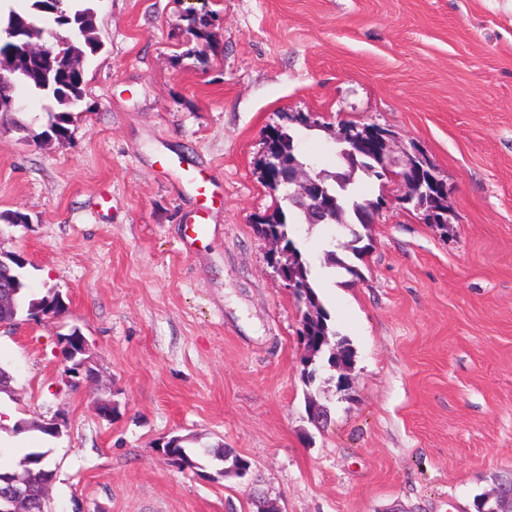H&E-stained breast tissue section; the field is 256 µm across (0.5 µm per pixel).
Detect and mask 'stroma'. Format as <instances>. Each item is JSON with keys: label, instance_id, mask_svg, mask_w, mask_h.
<instances>
[{"label": "stroma", "instance_id": "35a3bbf8", "mask_svg": "<svg viewBox=\"0 0 512 512\" xmlns=\"http://www.w3.org/2000/svg\"><path fill=\"white\" fill-rule=\"evenodd\" d=\"M102 49L67 139L42 143L45 99L17 89L31 138L0 116V235L29 294L66 310L0 332L17 421L0 458L47 451L50 512H474L512 471V0H96ZM206 17L204 35L189 15ZM393 131L447 184L448 225L365 180L383 208L361 280L325 266L349 227L295 224L350 368L305 384L302 312L255 220L277 195L258 166L289 113ZM211 171V205L161 157ZM202 221L206 237L184 231ZM80 329L98 385L69 386L56 339ZM111 400V418L97 399ZM328 409L313 425L306 403ZM192 439L196 469L159 452ZM222 446L247 459L218 477Z\"/></svg>", "mask_w": 512, "mask_h": 512}]
</instances>
